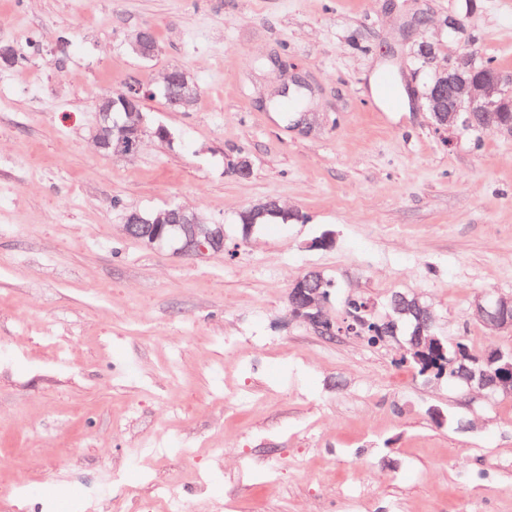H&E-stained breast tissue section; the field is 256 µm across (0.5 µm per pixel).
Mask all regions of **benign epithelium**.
<instances>
[{"label": "benign epithelium", "instance_id": "1", "mask_svg": "<svg viewBox=\"0 0 512 512\" xmlns=\"http://www.w3.org/2000/svg\"><path fill=\"white\" fill-rule=\"evenodd\" d=\"M132 52L144 60H152L161 53V47L150 37V28L141 27L128 41ZM163 94L170 107L183 112L194 104L197 84L181 68L164 72L157 89L131 84L119 98L104 97L96 105L97 121L92 139L97 149L106 155L130 156L136 153L145 136L170 142V130L154 125L138 104L147 98ZM432 124L439 132L454 130H491L499 136L512 139V74L483 63L476 52L465 48L448 63L434 69L431 82L424 94ZM241 216L257 219L265 216L288 218L278 201L268 199L253 204ZM126 236L149 248L168 246L186 256L224 254L235 257L238 246L226 247L224 225L207 222L198 212L177 203H170L154 212L149 222L139 212L126 213L123 224ZM292 313L318 335L330 340L345 332L343 324H335L325 314L324 292L310 271L299 278L289 292ZM389 306L399 314H411L422 324H436L433 309L420 302L419 297L399 293ZM470 317L485 325L512 333V292L488 297L478 296L470 307ZM382 345L393 344L399 354L412 355L424 361L443 349L436 335L416 332L409 337L397 333L395 322H390ZM479 361L484 369L477 371L460 361L458 375L468 392H476L487 399L512 395V350L495 348L483 352Z\"/></svg>", "mask_w": 512, "mask_h": 512}]
</instances>
